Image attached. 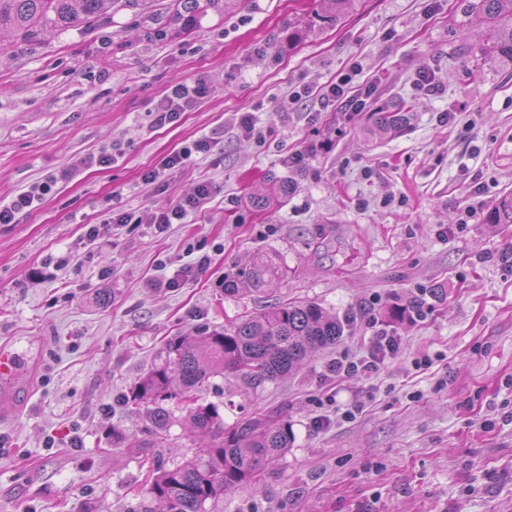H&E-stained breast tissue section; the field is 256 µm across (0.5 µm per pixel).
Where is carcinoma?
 Wrapping results in <instances>:
<instances>
[{
    "label": "carcinoma",
    "instance_id": "obj_1",
    "mask_svg": "<svg viewBox=\"0 0 512 512\" xmlns=\"http://www.w3.org/2000/svg\"><path fill=\"white\" fill-rule=\"evenodd\" d=\"M105 0H0V30L20 38L47 26L65 29L89 24ZM475 19L493 32L478 48L512 66V0H480ZM490 224H512V196L503 197L487 215ZM284 271L267 255L255 257L244 278L253 290L277 286ZM344 323L314 302L287 300L270 308L243 312L217 330L204 327L200 339L171 337L158 362L140 375L127 402L152 404L154 435L161 437L172 419L164 406L177 400L193 429L213 440L170 467H149L145 494L160 512H221L224 494L253 484L255 477L288 451V420L283 413L244 417L227 430L218 406L200 402V392L213 376L233 375L259 387L300 367L309 356L335 345Z\"/></svg>",
    "mask_w": 512,
    "mask_h": 512
}]
</instances>
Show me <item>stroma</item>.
Returning a JSON list of instances; mask_svg holds the SVG:
<instances>
[{
  "mask_svg": "<svg viewBox=\"0 0 512 512\" xmlns=\"http://www.w3.org/2000/svg\"><path fill=\"white\" fill-rule=\"evenodd\" d=\"M477 2L216 0L180 13L174 0H105L90 26L0 33V204L77 169L0 224V345L29 363L0 392V512H140L150 463L182 461L200 440L179 412L156 440L146 407L127 402L134 382L168 338L290 299L349 324L265 387L216 376L203 390L228 425L286 407L294 436L254 485L225 494L224 512H512V272L499 261L512 224L487 221L512 194V66L472 50L489 36L471 23ZM355 63L372 104L321 109V88ZM426 69L441 95L413 89ZM199 78L193 111L150 126L172 81ZM448 109L456 122L437 124ZM386 110L406 114L400 133L378 132ZM246 112L263 141L241 135ZM204 136L209 152L142 183ZM114 145L110 165L93 164ZM204 181L211 203L156 233L154 214ZM118 210L139 224L88 242L86 225ZM202 252L205 273L155 287ZM260 253L285 269L278 286L225 296ZM416 299L425 317H392ZM367 307L399 352L371 378L335 381L330 361L371 333ZM353 403L362 412L341 419ZM123 435L136 446L114 444Z\"/></svg>",
  "mask_w": 512,
  "mask_h": 512,
  "instance_id": "1",
  "label": "stroma"
}]
</instances>
